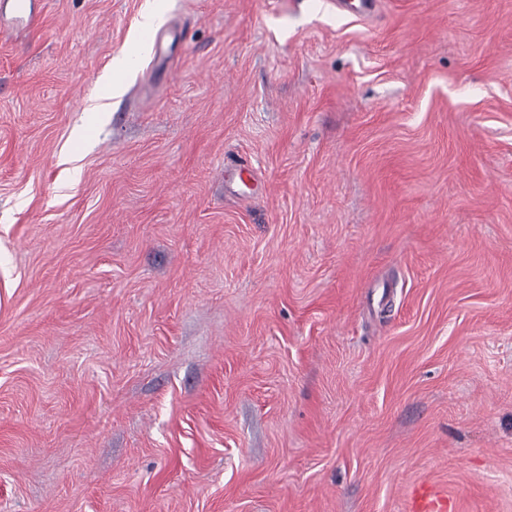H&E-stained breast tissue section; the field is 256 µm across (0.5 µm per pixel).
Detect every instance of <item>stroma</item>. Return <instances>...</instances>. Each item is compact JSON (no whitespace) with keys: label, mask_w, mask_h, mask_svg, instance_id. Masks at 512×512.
Returning a JSON list of instances; mask_svg holds the SVG:
<instances>
[{"label":"stroma","mask_w":512,"mask_h":512,"mask_svg":"<svg viewBox=\"0 0 512 512\" xmlns=\"http://www.w3.org/2000/svg\"><path fill=\"white\" fill-rule=\"evenodd\" d=\"M145 2L0 39V512H512V0ZM132 58L126 53H121L112 58L111 71L100 78V93L97 98L89 104L88 112H105L108 106V100L115 96L119 91V85L114 77L126 71L131 65ZM415 511L443 512L447 509L448 501L445 497L423 488L416 493Z\"/></svg>","instance_id":"obj_1"}]
</instances>
